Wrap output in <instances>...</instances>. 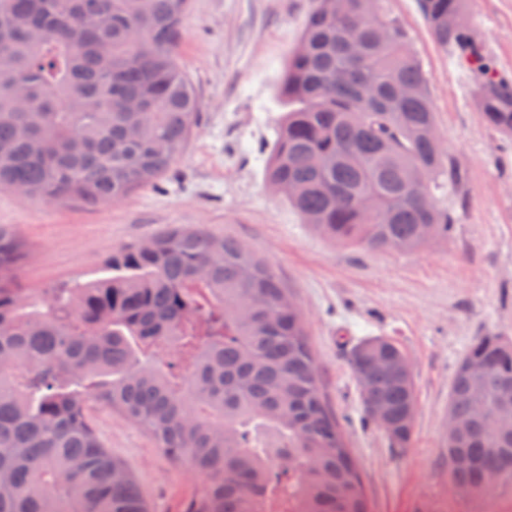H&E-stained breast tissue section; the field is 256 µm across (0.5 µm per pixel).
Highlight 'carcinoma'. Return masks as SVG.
Listing matches in <instances>:
<instances>
[{"instance_id":"obj_1","label":"carcinoma","mask_w":512,"mask_h":512,"mask_svg":"<svg viewBox=\"0 0 512 512\" xmlns=\"http://www.w3.org/2000/svg\"><path fill=\"white\" fill-rule=\"evenodd\" d=\"M190 0H0V188L99 206L165 175L186 148L199 99L178 46ZM435 40L480 78L482 120L512 136V79L495 71L468 0H419ZM288 105L267 184L304 223L342 244L414 251L448 240L435 191L456 166L437 132L429 78L379 0H316L279 84ZM28 255L0 224V512H149L89 415L97 402L203 476L187 512H370L294 300L239 241L172 228L123 247L115 275L28 303ZM170 347L174 359L160 363ZM352 353L404 447L413 378ZM448 408V476L480 491L512 472V348L473 342Z\"/></svg>"}]
</instances>
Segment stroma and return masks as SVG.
Wrapping results in <instances>:
<instances>
[{"label": "stroma", "instance_id": "stroma-1", "mask_svg": "<svg viewBox=\"0 0 512 512\" xmlns=\"http://www.w3.org/2000/svg\"><path fill=\"white\" fill-rule=\"evenodd\" d=\"M314 0H191L178 52L200 100L183 155L158 181L100 206L0 190V224L29 255V299L109 276L113 251L174 227H206L265 259L294 297L319 377L345 432L371 512H512V480L475 493L448 475L445 432L456 369L482 336L512 339V139L486 125L473 79L431 34L417 0H380L430 80L442 147L460 172L437 193L447 241L413 252L341 245L315 232L264 180L283 110L278 86ZM469 25L512 75V0H469ZM400 345L415 382L408 447L365 414L349 364L364 339ZM99 435L135 475L150 512H183L201 477L171 462L123 415L96 409Z\"/></svg>", "mask_w": 512, "mask_h": 512}]
</instances>
